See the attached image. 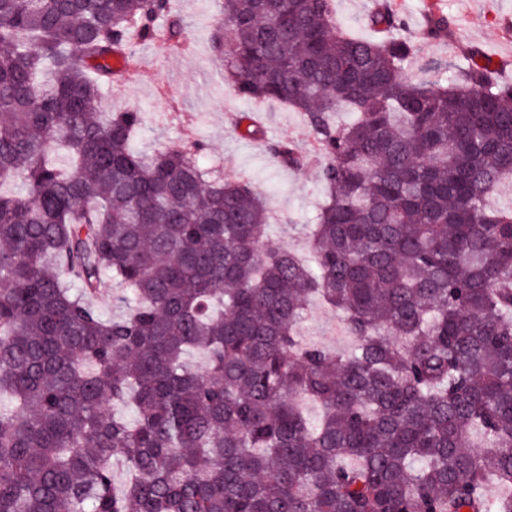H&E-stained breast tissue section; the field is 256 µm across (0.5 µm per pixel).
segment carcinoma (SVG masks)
I'll return each mask as SVG.
<instances>
[{
  "label": "carcinoma",
  "instance_id": "1",
  "mask_svg": "<svg viewBox=\"0 0 512 512\" xmlns=\"http://www.w3.org/2000/svg\"><path fill=\"white\" fill-rule=\"evenodd\" d=\"M370 23L223 0L209 35L234 91L302 113L325 159L311 268L202 144L145 155L141 112L99 111L117 61L182 49L171 0H0V179L21 186L0 190V512H512L485 494L512 486V208L490 205L512 84L476 49L413 79L400 14ZM107 278L127 315L95 304ZM314 297L353 350L300 342Z\"/></svg>",
  "mask_w": 512,
  "mask_h": 512
}]
</instances>
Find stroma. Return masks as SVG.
I'll use <instances>...</instances> for the list:
<instances>
[{
	"label": "stroma",
	"mask_w": 512,
	"mask_h": 512,
	"mask_svg": "<svg viewBox=\"0 0 512 512\" xmlns=\"http://www.w3.org/2000/svg\"><path fill=\"white\" fill-rule=\"evenodd\" d=\"M405 21L403 37L419 42L425 58L463 63L464 49L484 52L498 66L500 81L512 83V0H391ZM222 0H175L174 7L188 26V48L161 54L143 46L138 66L101 96L105 112L135 109L143 126L134 141L145 154L204 142L201 156L222 177L247 178L263 198L271 216L269 243L309 256V228L328 192L320 180L323 157L315 151L301 113L268 101L241 98L224 80V67L214 57L209 33ZM454 19L447 41H423L428 14ZM243 113L258 119L264 136L241 137L234 127ZM296 142L306 157L300 169L283 167L267 151L268 140ZM304 343L348 350L356 340L342 318L320 301H310L300 327Z\"/></svg>",
	"instance_id": "1"
}]
</instances>
